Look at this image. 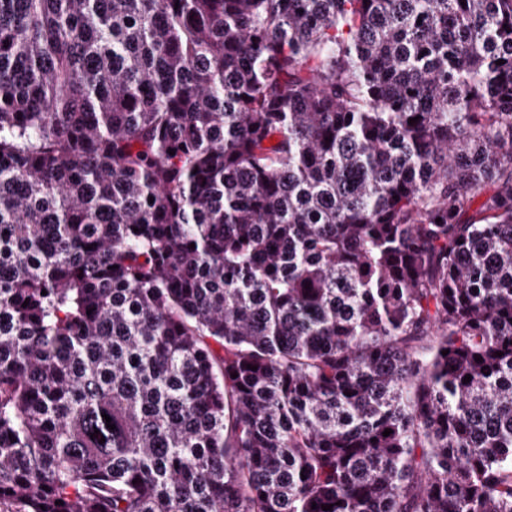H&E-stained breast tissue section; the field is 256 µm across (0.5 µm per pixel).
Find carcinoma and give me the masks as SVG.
Here are the masks:
<instances>
[{
    "label": "carcinoma",
    "instance_id": "1",
    "mask_svg": "<svg viewBox=\"0 0 512 512\" xmlns=\"http://www.w3.org/2000/svg\"><path fill=\"white\" fill-rule=\"evenodd\" d=\"M329 504L512 512V0H0V512Z\"/></svg>",
    "mask_w": 512,
    "mask_h": 512
}]
</instances>
